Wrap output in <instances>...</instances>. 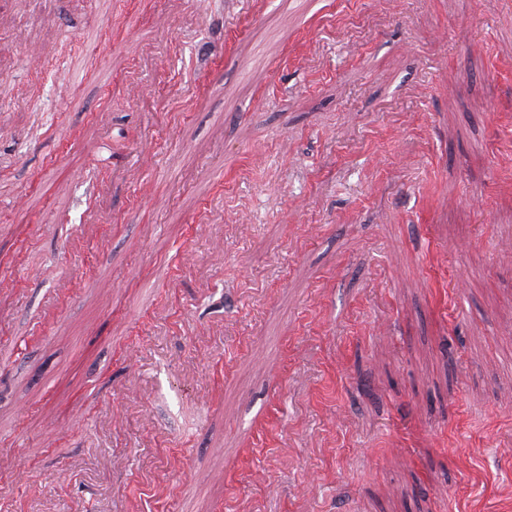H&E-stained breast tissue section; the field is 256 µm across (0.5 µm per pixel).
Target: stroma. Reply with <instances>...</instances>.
<instances>
[{"label": "stroma", "mask_w": 512, "mask_h": 512, "mask_svg": "<svg viewBox=\"0 0 512 512\" xmlns=\"http://www.w3.org/2000/svg\"><path fill=\"white\" fill-rule=\"evenodd\" d=\"M0 512H512V0H0Z\"/></svg>", "instance_id": "1"}]
</instances>
